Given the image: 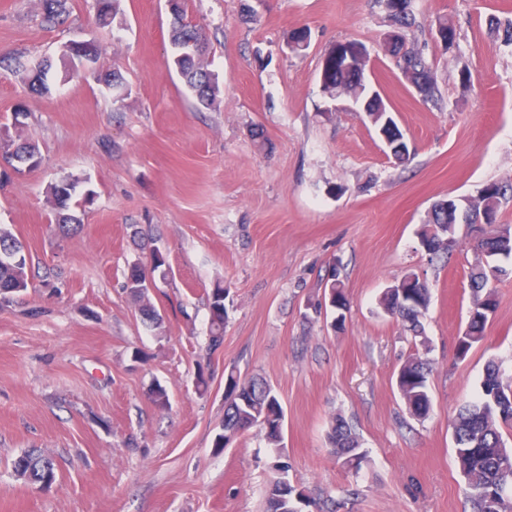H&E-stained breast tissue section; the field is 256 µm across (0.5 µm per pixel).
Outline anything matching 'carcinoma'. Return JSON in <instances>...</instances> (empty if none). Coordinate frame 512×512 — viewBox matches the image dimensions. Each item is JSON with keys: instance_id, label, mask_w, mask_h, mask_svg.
Instances as JSON below:
<instances>
[{"instance_id": "cac0c4a2", "label": "carcinoma", "mask_w": 512, "mask_h": 512, "mask_svg": "<svg viewBox=\"0 0 512 512\" xmlns=\"http://www.w3.org/2000/svg\"><path fill=\"white\" fill-rule=\"evenodd\" d=\"M40 2L42 21L54 24L63 22V16L67 14V0ZM168 2L173 15L170 31V42L174 49L172 65L197 100L212 106L220 92L218 82L209 80L211 71L202 56L186 55L188 43L200 42L202 32L182 22V0ZM377 3L383 7L398 33L397 42L383 46L385 55L397 59V66L406 81L412 88L422 91V101L437 104L440 95L437 68L422 50L408 42V32L416 26L412 0H377ZM95 10L96 25L105 27L117 16L119 0H95ZM434 38L446 54L457 43V30L448 19L439 17L436 19ZM70 45L75 47V51L61 55L65 80L76 73L74 60L88 59L95 63L101 55V48L93 39L72 41ZM2 67L27 84L31 91L50 93L48 74L52 63L49 60H42L41 67L36 69L32 61L23 55L1 54ZM323 83L329 93L347 95L364 106L366 119L372 121L375 133L383 135L389 144L407 146L404 132L381 95L369 97L365 77L358 72L357 66L346 64V56L338 55L327 64ZM77 184L78 180L71 178L67 180L66 188L62 189L56 183L50 189L51 212L65 234L78 229L80 220L74 210L83 207L92 196L89 191L84 197H78ZM511 199L512 180L489 182L482 188L479 198L467 205L455 203L452 197L435 203L419 232L420 240L428 245V254L436 255L442 250L439 240L448 237L452 242H457L456 224L462 221L472 224L481 216L487 224L483 235L470 243L475 253V264L469 271L472 306L463 335L465 341L456 347V356L460 360L467 357L475 344L484 340L489 314L495 312L497 307L495 291L489 287V268L499 265L502 259L512 258V226L499 224L501 207ZM151 255L153 262H135L128 267L123 288L143 319L159 326L162 317L152 304L149 293L143 291V280L154 273L162 279L166 278L168 261L156 257L154 251ZM28 282V255L17 237L0 227V294L15 299L28 289ZM225 298L226 288L220 283L208 295L209 346L212 350L224 344V327L228 318ZM430 300L429 283H419L409 272L397 282V287L382 291L378 305L383 314L400 321L404 329L424 345L426 337L423 336L420 317L427 310ZM348 304L345 284L333 271L325 282L322 300L312 302L310 306L316 311L323 307L330 310L333 314L331 326L340 329L345 324ZM427 375V363L418 355L404 361L396 375L400 396L408 411L417 417L427 416L431 409ZM149 398L156 408H168L169 396L163 385L153 384ZM511 411L512 379L504 377L498 364L490 360L480 383L478 398L462 406L451 422L455 452L473 512H512V448L506 446L501 432L503 428H512V418H507ZM283 422L281 402L267 381L243 377L234 367L224 373V423L213 440L215 452L224 450V437L235 436L252 428L258 429L271 447L278 448L283 439ZM327 441L336 462L344 468L356 472L366 462L365 449L359 446L343 419L333 418ZM12 467L15 475L27 484L38 486L45 483L50 487L57 479L53 459L36 448L22 451ZM272 470L274 476L266 487V512H304V509L316 506L314 500L290 484L287 463L277 457L272 462Z\"/></svg>"}]
</instances>
